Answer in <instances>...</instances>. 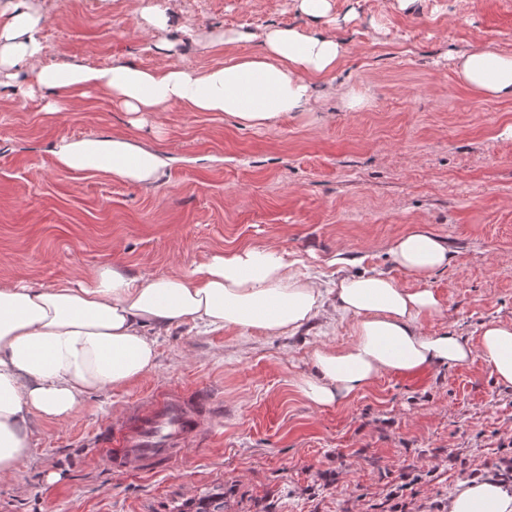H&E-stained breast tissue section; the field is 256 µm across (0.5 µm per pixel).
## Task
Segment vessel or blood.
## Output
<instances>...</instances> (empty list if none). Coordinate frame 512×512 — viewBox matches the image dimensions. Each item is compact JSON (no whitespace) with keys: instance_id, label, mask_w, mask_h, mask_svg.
<instances>
[{"instance_id":"1","label":"vessel or blood","mask_w":512,"mask_h":512,"mask_svg":"<svg viewBox=\"0 0 512 512\" xmlns=\"http://www.w3.org/2000/svg\"><path fill=\"white\" fill-rule=\"evenodd\" d=\"M207 414L192 392L163 391L103 432L100 454L120 472L170 468L198 445Z\"/></svg>"}]
</instances>
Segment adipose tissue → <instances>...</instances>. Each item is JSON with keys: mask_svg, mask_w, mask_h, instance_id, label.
I'll list each match as a JSON object with an SVG mask.
<instances>
[{"mask_svg": "<svg viewBox=\"0 0 512 512\" xmlns=\"http://www.w3.org/2000/svg\"><path fill=\"white\" fill-rule=\"evenodd\" d=\"M40 22L36 0H10L0 10V86L24 74L28 92L66 89L72 107L97 91L130 113L178 106L218 113L247 129L310 114L321 82L344 56L342 44L322 33L271 26L260 34V52L208 68L172 61L151 68L133 61L111 67L47 64ZM455 61L467 87L512 99V55L477 51L458 54ZM54 159L62 171L109 173L143 186L154 184L165 166L159 154L120 132L62 141ZM390 253L419 287L363 273L325 291L291 271L271 244L216 253L190 273L151 279L130 276L117 265L47 288L1 276L0 482L15 478L29 451L32 416L70 418L88 392L142 378L156 366L154 331L182 323L279 336L324 313L350 320L352 341L318 347L315 376L299 385L320 407L387 374L414 375L476 358L498 383L512 387V323L483 324L475 342L448 332L428 336L421 329L423 319L441 311L426 283L447 267V245L416 224L393 240ZM446 512H512V487L491 477L460 481Z\"/></svg>", "mask_w": 512, "mask_h": 512, "instance_id": "ef3b65f1", "label": "adipose tissue"}]
</instances>
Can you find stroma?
<instances>
[{
  "mask_svg": "<svg viewBox=\"0 0 512 512\" xmlns=\"http://www.w3.org/2000/svg\"><path fill=\"white\" fill-rule=\"evenodd\" d=\"M141 0H40L46 62L151 67ZM174 60L208 67L259 52L258 41L205 52L200 29L301 28L290 0H169ZM326 35L344 47L336 84L310 122L291 116L246 129L213 112L173 107L135 124L91 92L79 111L49 114L46 96L0 89V276L48 287L118 265L135 277L186 272L206 256L277 245L293 269L327 283L381 272L393 239L424 224L449 248L428 286L441 312L424 334L477 340L512 322V100L478 94L454 71L461 51L512 54V0H334ZM111 20L107 35L102 20ZM124 133L166 160L159 180L132 184L58 170L64 139ZM352 339L317 320L295 335L190 323L161 330L157 365L120 389L94 391L67 420L33 417L17 479L0 512H190L223 497L224 512H444L456 483L512 461V387L481 360L389 374L330 407L298 389L321 343ZM204 388L220 407L181 464L118 474L96 456L107 425L155 391Z\"/></svg>",
  "mask_w": 512,
  "mask_h": 512,
  "instance_id": "35a3bbf8",
  "label": "stroma"
}]
</instances>
